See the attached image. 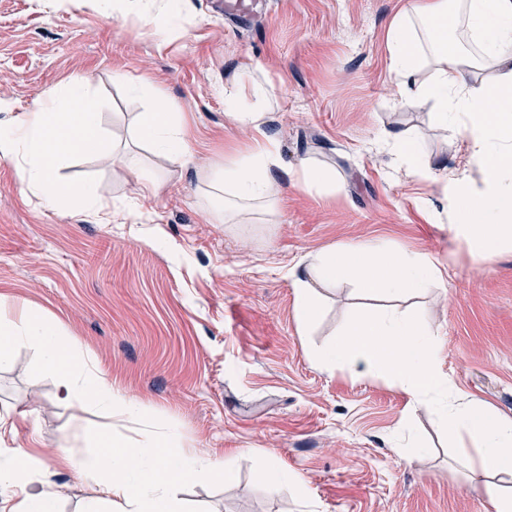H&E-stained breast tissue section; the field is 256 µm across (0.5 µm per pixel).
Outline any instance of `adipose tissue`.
Here are the masks:
<instances>
[{
	"label": "adipose tissue",
	"mask_w": 512,
	"mask_h": 512,
	"mask_svg": "<svg viewBox=\"0 0 512 512\" xmlns=\"http://www.w3.org/2000/svg\"><path fill=\"white\" fill-rule=\"evenodd\" d=\"M114 12L134 16L160 35L180 34L186 20L185 0H100ZM391 69L401 89H415L433 110L439 127L455 126L461 136L465 167L482 174L480 185L466 178L452 181L451 202L460 234L470 251L489 260L512 245V0H413L395 14L388 30ZM427 79H419L422 69ZM86 77L42 92L27 110L0 126V155L14 158L25 191L46 208L80 205L99 214L109 202L92 181L60 178L61 163L75 154L110 156L99 112ZM133 94L146 95L151 106L139 127L160 152L187 158L189 141L174 103L147 81L130 83ZM267 95L263 87H242L226 98L225 115L259 137L247 154L216 165L214 176L240 213L259 208L276 223L280 191L272 177L279 165L278 146L265 129ZM347 279L370 294L402 296L441 285L443 276L423 253L391 250L373 244L335 246L316 264L295 276V318L306 329L319 312L318 286ZM37 345L42 367L58 376L62 401L80 408L95 401L110 419L142 424L138 403L78 360L59 325L42 310L18 316L0 314V363L17 342ZM322 364L359 376L388 378L411 403L431 410L473 449V473L483 476L482 490L495 512H512V493L495 481L512 477V419L489 405L459 396L442 371L441 348L430 326L393 312L360 315L343 328L342 337L313 354ZM79 439L93 454L78 459L63 450V463L79 466L95 480L98 495L84 512H185L176 489L208 479L224 485L235 473L209 456L181 448L170 428L143 427L140 439L114 436L111 429L85 427ZM40 459L24 452L0 456V512H59V495L33 490Z\"/></svg>",
	"instance_id": "1"
}]
</instances>
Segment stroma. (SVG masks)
<instances>
[{
    "label": "stroma",
    "mask_w": 512,
    "mask_h": 512,
    "mask_svg": "<svg viewBox=\"0 0 512 512\" xmlns=\"http://www.w3.org/2000/svg\"><path fill=\"white\" fill-rule=\"evenodd\" d=\"M404 2L267 0L262 21L235 27L222 0H187L185 32L163 39L135 17L103 13L98 0H0V123L45 88L89 77L105 138L134 147L145 173L166 179L155 196L111 160L73 156L59 175L99 184L113 203L106 223L46 209L0 157V304L41 309L147 420L231 464L232 485L179 487L187 512H494L437 416L390 381L313 359L374 300L340 281L322 289L308 332L295 319L292 276L321 248L426 252L445 287L396 309L437 330L442 369L464 397L512 418V248L476 261L444 180L410 175L385 143L404 133L448 176L461 165L454 131L395 83L387 31ZM234 76L273 95L266 128L279 141L283 184L275 224H212L198 206L210 165L253 146L224 114ZM137 77L174 100L190 164L135 141L149 108L128 90ZM304 161L335 173V193L288 185ZM0 416L10 426L0 453L38 457V487L58 492L62 512H81L97 488L57 453L79 419L99 422L96 407L79 416L64 405L22 341L0 364ZM265 452L288 479L258 474Z\"/></svg>",
    "instance_id": "1"
}]
</instances>
